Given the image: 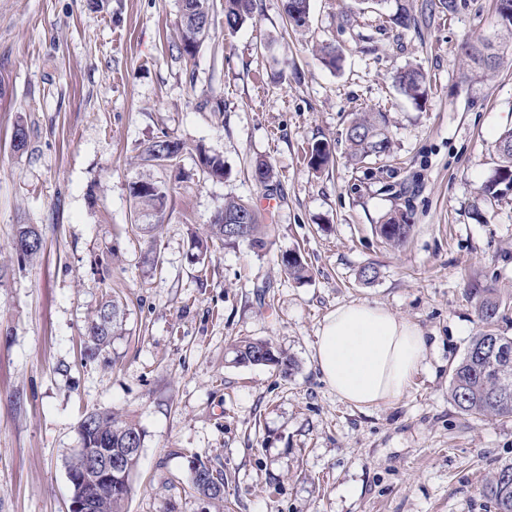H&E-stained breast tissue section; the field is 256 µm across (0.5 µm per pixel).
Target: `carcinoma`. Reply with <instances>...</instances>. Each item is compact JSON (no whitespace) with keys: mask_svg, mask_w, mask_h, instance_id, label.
<instances>
[{"mask_svg":"<svg viewBox=\"0 0 512 512\" xmlns=\"http://www.w3.org/2000/svg\"><path fill=\"white\" fill-rule=\"evenodd\" d=\"M178 39L169 45L175 58L192 57L200 44L209 36L210 28L205 24L199 8L207 5L213 11L214 0H177ZM310 0H285V12L294 30L306 26L309 19ZM224 28L234 31L240 28L253 13V0H224ZM496 14L499 25L512 37V0H496ZM462 52L479 67L492 70L498 64L494 41L481 39L479 44L462 46ZM324 65L334 70L340 67L343 50L324 44L316 49ZM399 92L408 100L419 104L428 95L426 74L415 65L403 67L396 76ZM172 141L177 155L165 161L153 152L154 143ZM348 158L354 164H363L371 158H380L390 153L391 140L388 136L387 121L382 112H360L351 121L345 136ZM184 143L166 132L154 137L143 150L142 160L152 166L172 167L184 152ZM498 164L494 176L482 188L488 199H497L512 191V128L503 131L497 139ZM200 177L207 180L224 178V162L217 156L200 149L197 153ZM331 151L327 144L320 142L311 147L309 164L320 170L330 162ZM175 187L166 181L141 179L134 182L131 195L135 201L134 212L158 213L163 211L173 197ZM248 209L251 212L247 237L240 239L233 234L228 224L215 222L209 225L205 236L192 239V257L199 264L205 263L211 248L225 244H245L251 250L260 252L268 243L272 225L261 223L260 214L243 199L232 198L224 201L222 213L227 218ZM376 232L387 243L402 244L411 232L409 217L403 212L387 214L383 222L375 226ZM43 247V238L32 224L18 225L14 238V249L23 259L38 255ZM282 265L288 274L300 277L305 271L301 256L290 252L282 257ZM501 302L495 290H484L478 306L481 321L490 324L499 315ZM122 334L120 306L116 299L105 301L87 330L84 355L90 359L99 356L108 347L111 339ZM234 361L238 364L266 365L274 363L288 373L294 368V361L282 354L277 355L269 343L264 341L240 340L234 344ZM450 397L464 413L475 418H512V336H502L494 330H485L473 337L466 354L450 374ZM91 424L79 433L83 447L104 448L112 451L119 464L112 467V476L101 484L97 494L95 512H123L124 502L131 492L130 480L139 455L128 453V448L142 447V435L132 420L122 418L108 410L87 414ZM191 489L211 499L224 497V478L203 465L194 470ZM496 512H512V463L498 467L483 488Z\"/></svg>","mask_w":512,"mask_h":512,"instance_id":"carcinoma-1","label":"carcinoma"}]
</instances>
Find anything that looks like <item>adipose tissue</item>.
Listing matches in <instances>:
<instances>
[{"mask_svg":"<svg viewBox=\"0 0 512 512\" xmlns=\"http://www.w3.org/2000/svg\"><path fill=\"white\" fill-rule=\"evenodd\" d=\"M428 341L414 323L368 301L336 306L317 331L323 381L366 410L399 400L426 367Z\"/></svg>","mask_w":512,"mask_h":512,"instance_id":"1","label":"adipose tissue"}]
</instances>
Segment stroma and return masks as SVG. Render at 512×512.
I'll list each match as a JSON object with an SVG mask.
<instances>
[{
	"instance_id": "obj_1",
	"label": "stroma",
	"mask_w": 512,
	"mask_h": 512,
	"mask_svg": "<svg viewBox=\"0 0 512 512\" xmlns=\"http://www.w3.org/2000/svg\"><path fill=\"white\" fill-rule=\"evenodd\" d=\"M284 4L254 0L234 32L215 10L209 39L177 59L176 0H0V512H69L78 425L98 409L142 431L126 512H495L482 487L512 462V418L476 419L449 391L485 328L483 289L502 302L493 329L512 336V192L481 195L512 128V54L482 74L461 53L495 30V0L450 14L430 0H310L300 34ZM404 5L407 29L392 21ZM323 44L343 49L341 71L318 61ZM409 63L430 82L419 106L394 84ZM361 111L386 114L392 153L360 168L345 133ZM163 130L186 145L177 167L141 160ZM318 141L334 157L320 172L306 158ZM199 145L223 159L222 180L200 179ZM260 160L275 171L267 187L252 176ZM147 176L176 192L140 219L130 188ZM228 198L273 231L260 252L213 249L200 273L191 233ZM394 210L413 224L398 248L374 230ZM20 224L42 233L30 261L13 248ZM294 250L300 280L281 263ZM110 294L125 333L83 360ZM361 301L432 344L410 390L369 410L340 400L313 359L324 317ZM243 339L294 371L234 363ZM202 464L223 471V499L191 490Z\"/></svg>"
}]
</instances>
